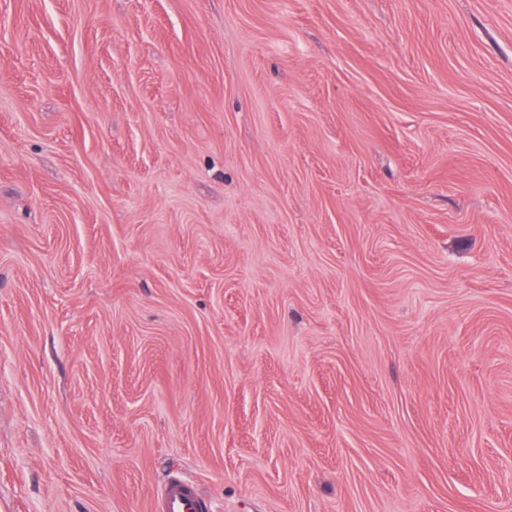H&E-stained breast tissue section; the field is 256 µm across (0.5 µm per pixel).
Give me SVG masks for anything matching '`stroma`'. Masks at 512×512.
I'll list each match as a JSON object with an SVG mask.
<instances>
[{
  "mask_svg": "<svg viewBox=\"0 0 512 512\" xmlns=\"http://www.w3.org/2000/svg\"><path fill=\"white\" fill-rule=\"evenodd\" d=\"M512 512V0H0V512ZM209 507V503L199 494L196 484L182 477L165 480L153 503L155 512H209Z\"/></svg>",
  "mask_w": 512,
  "mask_h": 512,
  "instance_id": "1",
  "label": "stroma"
}]
</instances>
